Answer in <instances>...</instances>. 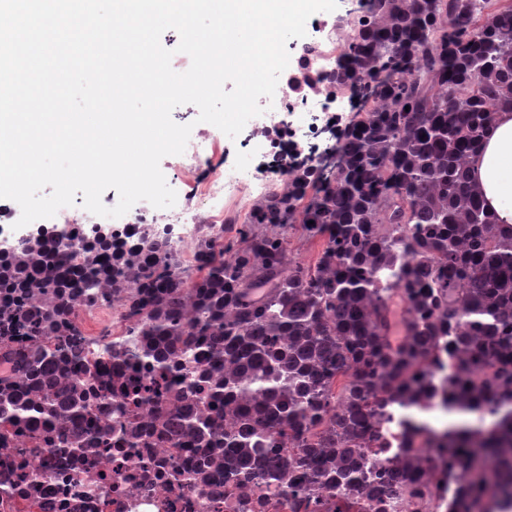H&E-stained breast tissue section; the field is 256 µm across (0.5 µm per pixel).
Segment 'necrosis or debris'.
Wrapping results in <instances>:
<instances>
[{"mask_svg":"<svg viewBox=\"0 0 512 512\" xmlns=\"http://www.w3.org/2000/svg\"><path fill=\"white\" fill-rule=\"evenodd\" d=\"M287 49L304 64L302 87L278 84L273 98H260L261 115L251 118L235 138V156L216 167L203 159L208 148L196 145L169 181L180 184L173 207L160 211L165 224H182L186 230L169 237L167 249L182 260H194L196 211H209L214 223H230V209L243 200L260 196L272 183H287L288 173L272 162L273 146L294 149L298 159L318 164L325 149L323 128L331 102L327 74L340 50V39L329 29L323 13L306 23V35L291 39ZM267 166H260L261 156ZM439 357L417 375L416 395H402L385 402L370 433L378 435L383 452L374 468L392 464L395 452L424 451L429 464L442 470L436 449H425V438L408 433L406 423L420 422L432 430L448 426L452 412L470 410L467 382L460 376L452 338L440 332L436 338ZM47 426L0 442V463L7 459L25 462V470L0 466V512H248L239 499L225 497L224 487L170 488L164 477L173 457L169 448L150 436L148 446L99 448L90 459L72 460L48 448ZM40 472L30 481V472ZM365 501L383 503L387 512H447V501L426 496L389 499L379 486L366 483Z\"/></svg>","mask_w":512,"mask_h":512,"instance_id":"1","label":"necrosis or debris"}]
</instances>
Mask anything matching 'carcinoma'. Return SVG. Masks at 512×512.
I'll use <instances>...</instances> for the list:
<instances>
[{
	"instance_id": "obj_1",
	"label": "carcinoma",
	"mask_w": 512,
	"mask_h": 512,
	"mask_svg": "<svg viewBox=\"0 0 512 512\" xmlns=\"http://www.w3.org/2000/svg\"><path fill=\"white\" fill-rule=\"evenodd\" d=\"M367 2L345 18L333 69L336 90L353 91L350 120L327 128L333 160L291 161L297 175L269 186L233 239L203 225L197 264L168 259V232L151 224L129 247L107 226L65 251L41 227L0 250V438L55 422L69 457L138 448L122 419L146 405L168 447L193 444L175 484L222 477L240 495L261 481L282 490L269 508L297 494L305 512L332 499L342 512L383 452L362 429L380 397L414 391L440 326L479 408L512 401V232L469 170L512 109V0ZM297 224L321 241L313 265L288 257ZM98 303L124 318L104 355L133 354L152 376H117L111 426L87 405L100 362L78 324ZM438 452L448 476L425 485L448 483V512L512 500V423L478 439L448 431Z\"/></svg>"
}]
</instances>
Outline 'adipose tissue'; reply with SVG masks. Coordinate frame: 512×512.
<instances>
[{
	"label": "adipose tissue",
	"mask_w": 512,
	"mask_h": 512,
	"mask_svg": "<svg viewBox=\"0 0 512 512\" xmlns=\"http://www.w3.org/2000/svg\"><path fill=\"white\" fill-rule=\"evenodd\" d=\"M475 188L504 231H512V109L496 114L482 149L469 160Z\"/></svg>",
	"instance_id": "obj_1"
}]
</instances>
